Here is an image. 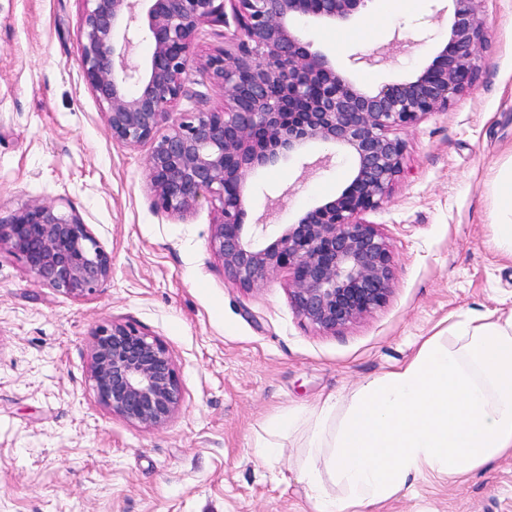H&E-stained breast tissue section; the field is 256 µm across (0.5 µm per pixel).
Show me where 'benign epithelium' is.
I'll list each match as a JSON object with an SVG mask.
<instances>
[{"label": "benign epithelium", "instance_id": "1", "mask_svg": "<svg viewBox=\"0 0 512 512\" xmlns=\"http://www.w3.org/2000/svg\"><path fill=\"white\" fill-rule=\"evenodd\" d=\"M81 65L106 110L112 140L129 147L152 142L147 184L156 209L190 213L203 198L218 204L210 247L224 274L243 288L272 272L292 274L288 296L310 325L336 332L386 301L394 280L389 245L362 213L379 207L405 168L395 130L445 110L476 72L484 40L480 0H448V43L409 80L375 90L356 87L327 55L300 37L303 21H348L367 0H85ZM232 15H227L226 5ZM235 26L206 72L224 88L219 110L174 107L186 97L192 38L198 26ZM150 56L128 61L132 44ZM323 143L355 161L350 183L280 225L243 223L249 171L301 156ZM23 261L42 285L83 297L112 275V257L79 217L52 203H34L0 224V250ZM98 403L145 427L165 425L182 395L167 347L128 322L99 326L90 342Z\"/></svg>", "mask_w": 512, "mask_h": 512}]
</instances>
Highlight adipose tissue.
Here are the masks:
<instances>
[{
	"label": "adipose tissue",
	"mask_w": 512,
	"mask_h": 512,
	"mask_svg": "<svg viewBox=\"0 0 512 512\" xmlns=\"http://www.w3.org/2000/svg\"><path fill=\"white\" fill-rule=\"evenodd\" d=\"M497 248L512 256V168L493 185ZM301 433L300 479L316 512H377L424 474L473 472L512 453V310L465 315L361 384L268 422L264 462Z\"/></svg>",
	"instance_id": "adipose-tissue-1"
}]
</instances>
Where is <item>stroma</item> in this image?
<instances>
[{"mask_svg":"<svg viewBox=\"0 0 512 512\" xmlns=\"http://www.w3.org/2000/svg\"><path fill=\"white\" fill-rule=\"evenodd\" d=\"M441 0L369 23L365 5L341 27L308 24L313 50L359 86L414 77L448 41ZM83 0H0V219L51 202L76 214L112 257V276L73 297L37 282L0 252V512H315L300 480V434L266 463L254 444L289 407L406 361L461 316L512 309V259L495 245L492 183L512 165V0H480L485 39L471 85L443 112L402 127L405 174L362 214L390 243L386 302L335 333L296 313L282 269L245 289L224 275L210 239L219 212L201 200L185 218L158 211L146 184L151 143L112 142L80 67ZM181 107L214 109L224 93L202 65L224 48L207 23L193 36ZM321 144L305 163L257 168L250 220L286 224L333 199L350 155L328 168ZM130 322L171 352L182 403L164 426L132 424L90 386L89 342ZM381 512H512V454L454 478L427 476Z\"/></svg>","mask_w":512,"mask_h":512,"instance_id":"obj_1","label":"stroma"}]
</instances>
